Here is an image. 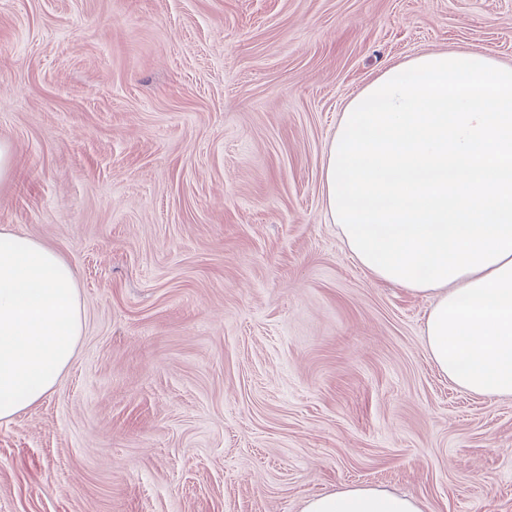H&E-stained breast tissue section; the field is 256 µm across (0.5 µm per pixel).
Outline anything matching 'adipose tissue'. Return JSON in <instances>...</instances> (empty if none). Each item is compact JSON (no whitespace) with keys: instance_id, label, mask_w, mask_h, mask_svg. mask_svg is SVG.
I'll use <instances>...</instances> for the list:
<instances>
[{"instance_id":"obj_1","label":"adipose tissue","mask_w":512,"mask_h":512,"mask_svg":"<svg viewBox=\"0 0 512 512\" xmlns=\"http://www.w3.org/2000/svg\"><path fill=\"white\" fill-rule=\"evenodd\" d=\"M323 195L362 267L432 297L424 337L437 370L466 392L512 397V65L463 47L388 69L346 104ZM83 330L71 267L1 226L0 422L55 387ZM301 512L425 510L357 485Z\"/></svg>"}]
</instances>
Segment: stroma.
I'll use <instances>...</instances> for the list:
<instances>
[{"label": "stroma", "instance_id": "1", "mask_svg": "<svg viewBox=\"0 0 512 512\" xmlns=\"http://www.w3.org/2000/svg\"><path fill=\"white\" fill-rule=\"evenodd\" d=\"M512 0H0V226L73 268L71 366L0 424V512H301L370 484L512 512V398L432 364L430 297L327 215L352 96Z\"/></svg>", "mask_w": 512, "mask_h": 512}]
</instances>
